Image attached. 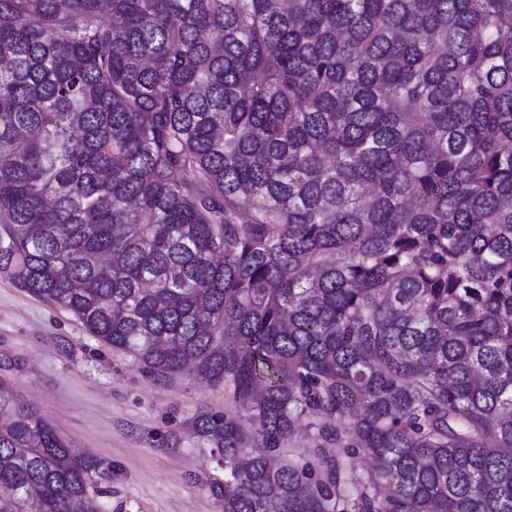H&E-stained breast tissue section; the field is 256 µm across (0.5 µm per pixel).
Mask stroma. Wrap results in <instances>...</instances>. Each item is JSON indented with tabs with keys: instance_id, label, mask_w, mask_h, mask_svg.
<instances>
[{
	"instance_id": "35a3bbf8",
	"label": "stroma",
	"mask_w": 512,
	"mask_h": 512,
	"mask_svg": "<svg viewBox=\"0 0 512 512\" xmlns=\"http://www.w3.org/2000/svg\"><path fill=\"white\" fill-rule=\"evenodd\" d=\"M0 380L75 452L111 464L98 512H219L198 482L217 460L184 423L199 409L223 410V388L187 375L153 382L132 356L102 348L73 315L4 276ZM172 429L176 444L159 446L157 434Z\"/></svg>"
}]
</instances>
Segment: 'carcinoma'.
Masks as SVG:
<instances>
[{"mask_svg":"<svg viewBox=\"0 0 512 512\" xmlns=\"http://www.w3.org/2000/svg\"><path fill=\"white\" fill-rule=\"evenodd\" d=\"M0 275L224 386L220 512H512V0H0ZM111 481L0 381V512Z\"/></svg>","mask_w":512,"mask_h":512,"instance_id":"cac0c4a2","label":"carcinoma"}]
</instances>
